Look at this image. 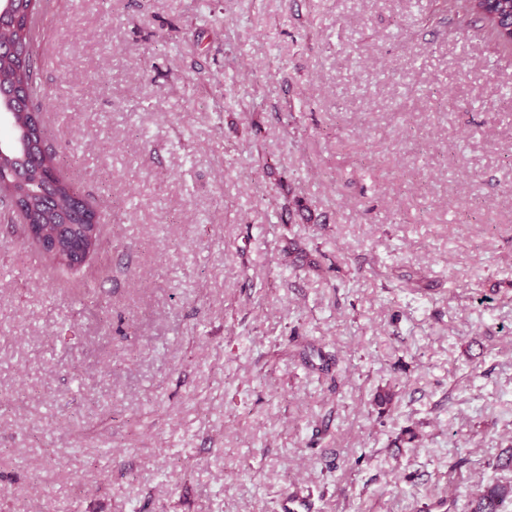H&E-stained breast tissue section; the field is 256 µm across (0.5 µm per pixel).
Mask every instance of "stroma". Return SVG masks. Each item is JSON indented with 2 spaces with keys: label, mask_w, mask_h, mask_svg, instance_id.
<instances>
[{
  "label": "stroma",
  "mask_w": 512,
  "mask_h": 512,
  "mask_svg": "<svg viewBox=\"0 0 512 512\" xmlns=\"http://www.w3.org/2000/svg\"><path fill=\"white\" fill-rule=\"evenodd\" d=\"M57 2L43 125L102 248L0 215V512L512 485V50L458 0Z\"/></svg>",
  "instance_id": "1"
}]
</instances>
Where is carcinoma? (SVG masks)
Here are the masks:
<instances>
[{
	"label": "carcinoma",
	"instance_id": "cac0c4a2",
	"mask_svg": "<svg viewBox=\"0 0 512 512\" xmlns=\"http://www.w3.org/2000/svg\"><path fill=\"white\" fill-rule=\"evenodd\" d=\"M42 0H11V9L5 16L0 39L4 49L0 51V86L10 85L15 93L11 103L0 104V109L11 106L28 112L40 111L31 88L37 84L38 65L34 55V33L32 22L41 10ZM465 11L476 21L492 30L499 45L512 49V31H507L503 18L512 15V0H498L495 10L486 7L484 0H463ZM38 137V129L31 131L21 127L14 130L9 149L0 152V172H5L0 182V205L13 206L14 199L24 202L26 218L31 224L71 223L68 229L74 238H84L83 225L92 223L93 213L74 204L73 184L59 178L56 170L60 159L49 147H40V162L33 165L25 184L13 182L8 170L23 163L29 137ZM512 487L491 485L485 487L474 499L472 512H500Z\"/></svg>",
	"mask_w": 512,
	"mask_h": 512
}]
</instances>
